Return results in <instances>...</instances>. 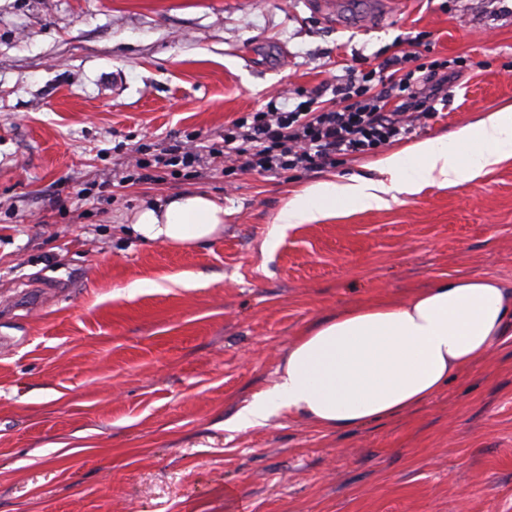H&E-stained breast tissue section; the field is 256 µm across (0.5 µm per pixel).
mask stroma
I'll return each mask as SVG.
<instances>
[{
	"mask_svg": "<svg viewBox=\"0 0 512 512\" xmlns=\"http://www.w3.org/2000/svg\"><path fill=\"white\" fill-rule=\"evenodd\" d=\"M336 2L0 0V512H512V336L381 422L233 425L324 316L443 275L512 289V160L273 232L290 189L379 178L391 150L512 102V0H393L370 25L377 0ZM414 35L404 70L451 78L407 138L312 170L225 163L232 121ZM174 145L210 151L207 168L167 164ZM180 190L223 199L222 236L131 233L143 200Z\"/></svg>",
	"mask_w": 512,
	"mask_h": 512,
	"instance_id": "stroma-1",
	"label": "stroma"
}]
</instances>
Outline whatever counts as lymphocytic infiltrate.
<instances>
[{"instance_id":"obj_1","label":"lymphocytic infiltrate","mask_w":512,"mask_h":512,"mask_svg":"<svg viewBox=\"0 0 512 512\" xmlns=\"http://www.w3.org/2000/svg\"><path fill=\"white\" fill-rule=\"evenodd\" d=\"M448 78L432 65L415 78L379 77L375 93L368 76L351 75L333 87L328 103L309 99L233 121L224 131V155L237 168L268 172L315 169L342 154L376 150L407 134L410 122L435 116Z\"/></svg>"}]
</instances>
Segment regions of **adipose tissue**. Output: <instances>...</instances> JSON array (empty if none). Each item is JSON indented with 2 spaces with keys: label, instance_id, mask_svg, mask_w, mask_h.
<instances>
[{
  "label": "adipose tissue",
  "instance_id": "ef3b65f1",
  "mask_svg": "<svg viewBox=\"0 0 512 512\" xmlns=\"http://www.w3.org/2000/svg\"><path fill=\"white\" fill-rule=\"evenodd\" d=\"M512 159V103L456 131L383 158L381 180H323L297 189L274 224L290 227L338 207L384 206L431 186L477 180ZM131 230L173 247L207 243L224 232V203L195 190L143 200ZM512 331V289L490 275L446 276L402 300L359 303L309 325L282 355L278 380L235 417L263 425L285 410L333 432L379 422L436 395Z\"/></svg>",
  "mask_w": 512,
  "mask_h": 512
}]
</instances>
